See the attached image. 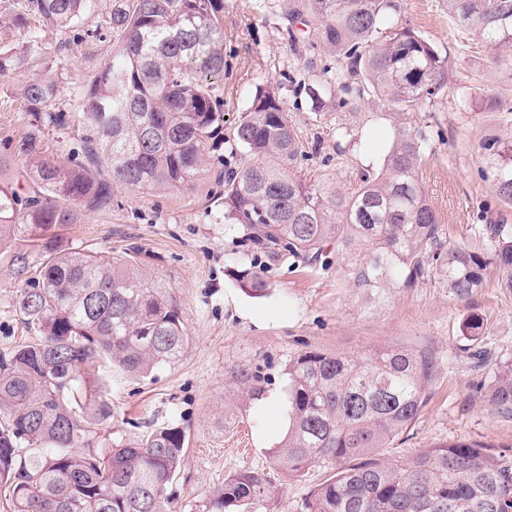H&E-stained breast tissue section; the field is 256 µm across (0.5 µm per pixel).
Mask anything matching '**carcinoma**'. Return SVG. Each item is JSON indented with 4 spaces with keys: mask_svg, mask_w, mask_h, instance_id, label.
I'll return each mask as SVG.
<instances>
[{
    "mask_svg": "<svg viewBox=\"0 0 512 512\" xmlns=\"http://www.w3.org/2000/svg\"><path fill=\"white\" fill-rule=\"evenodd\" d=\"M93 0H26L27 14L67 29L91 12ZM448 16L493 51V64L512 71V0H445ZM393 0H291L289 39L297 25L317 21L308 46L332 51L342 64V89L375 106L393 125L378 170L366 171L343 194L288 173L301 153L296 123L273 88L257 86L235 122L230 155L256 158L239 171L219 170L224 223L239 243L271 261L285 257L314 268L336 247L359 308L374 310L397 290L434 280L458 299L483 286L488 264L512 289V228L486 224V257L445 245L436 211L422 189L427 142L415 114L448 86V58L395 16ZM224 0H113L106 24L118 34L112 60L99 70L78 109L83 144L66 163L38 158L36 124L15 151L36 158L33 190L0 186V251L23 238L45 254L39 278L27 282L17 308L39 334L33 344L0 357V489L13 512H166L167 488L181 468L185 432L156 428L128 442L107 433L112 405L102 383L83 374L110 362L134 376L171 364L188 342L179 305L160 281L133 263L140 254L104 260L62 245L56 230L78 215L112 207L116 186H187L214 168L224 143ZM0 51V78L31 55ZM55 81L34 77L24 88L26 110L64 126L49 107ZM312 110L331 102L322 79L308 87ZM354 147L357 125L336 128ZM496 195L512 203V141L481 145ZM254 298L269 282L250 268L235 273ZM483 318L471 314L462 333L476 341ZM432 349L389 347L363 355L306 350L288 358V427L271 449L272 462L292 476L319 464L331 476L318 485L307 512H512V454L480 443L427 448L408 460L382 450L418 418L437 377ZM228 382L251 400L264 394L261 368L232 365ZM485 403L512 410V363L472 385ZM22 448L41 453L24 457ZM278 495L261 469L224 479L207 512H253Z\"/></svg>",
    "mask_w": 512,
    "mask_h": 512,
    "instance_id": "cac0c4a2",
    "label": "carcinoma"
}]
</instances>
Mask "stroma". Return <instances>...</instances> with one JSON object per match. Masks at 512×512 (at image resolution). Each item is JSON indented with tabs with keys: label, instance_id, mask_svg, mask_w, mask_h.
I'll return each mask as SVG.
<instances>
[{
	"label": "stroma",
	"instance_id": "1",
	"mask_svg": "<svg viewBox=\"0 0 512 512\" xmlns=\"http://www.w3.org/2000/svg\"><path fill=\"white\" fill-rule=\"evenodd\" d=\"M403 22L447 56L452 74L431 121V143L424 154L423 189L443 225L445 241L479 253L491 245L479 228L512 225V204L493 193L481 143L489 136L512 141V74L496 69L489 48L473 45L448 16L443 0H398ZM288 0H224V132L247 107L256 85H272L294 118L306 156L293 176L351 192L362 168L380 159L388 124L364 117L375 129L371 146L338 151L337 123L352 122L349 108L324 115L311 112L306 86L311 70L338 79L342 66L334 54H312L292 43L286 32ZM112 0H94L93 10L69 32L40 33L33 62L0 79V154L12 161L20 179L27 159L14 146L33 123L22 91L33 74L59 86L56 109L74 111L91 76L111 61L115 39L102 22ZM224 187L202 177L194 185L165 189L116 187L110 209L80 218L61 231L66 243L107 258L140 248L148 276L166 284L182 311L188 346L180 360L135 377L102 363L89 367L102 378L112 403L111 428L129 441L177 424L186 433V453L169 486L167 512H205L209 496L235 470L263 467L280 493L258 512H306L313 489L328 477L314 466L288 478L274 466L269 451L282 439L287 420L273 417L270 399L285 401L283 373L289 355L311 347L332 354H362L390 346L430 348L442 359L431 397L416 423L387 454L408 458L451 441H470L512 449V414L491 409L471 390L480 373L466 359L469 341L462 322L472 312L484 319L478 341L494 361L512 363V290L489 267L485 283L469 300L424 281L400 289L381 309L362 313L342 263L316 269L255 258L236 244L224 224L217 199ZM251 267L272 287L256 299L237 284V270ZM26 277L0 253V354L31 341L34 332L16 300ZM260 367L264 398L250 400L224 378L227 367Z\"/></svg>",
	"mask_w": 512,
	"mask_h": 512
}]
</instances>
